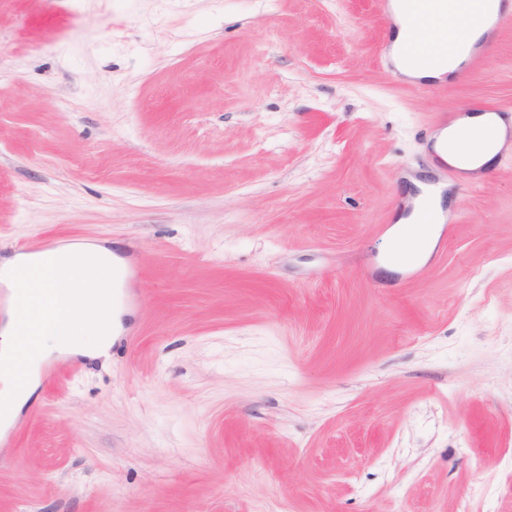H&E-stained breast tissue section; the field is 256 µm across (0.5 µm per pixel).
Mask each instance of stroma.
Instances as JSON below:
<instances>
[{
    "label": "stroma",
    "mask_w": 512,
    "mask_h": 512,
    "mask_svg": "<svg viewBox=\"0 0 512 512\" xmlns=\"http://www.w3.org/2000/svg\"><path fill=\"white\" fill-rule=\"evenodd\" d=\"M374 0H0V257L103 245L108 359L53 358L0 512H512V155L385 256L432 113H512L489 63L396 80Z\"/></svg>",
    "instance_id": "stroma-1"
}]
</instances>
